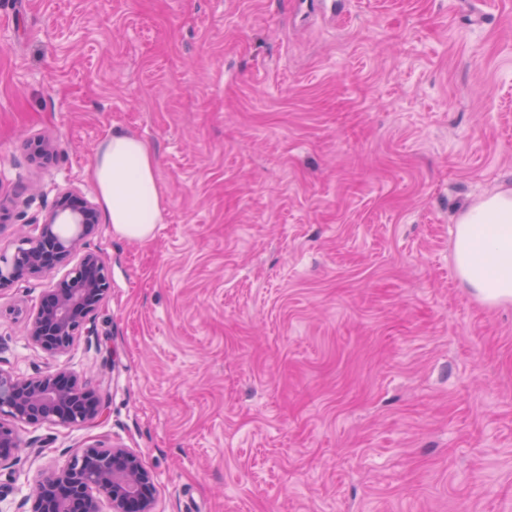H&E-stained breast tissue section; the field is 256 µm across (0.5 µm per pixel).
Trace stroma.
<instances>
[{"label": "stroma", "mask_w": 512, "mask_h": 512, "mask_svg": "<svg viewBox=\"0 0 512 512\" xmlns=\"http://www.w3.org/2000/svg\"><path fill=\"white\" fill-rule=\"evenodd\" d=\"M116 130L163 220L100 214L92 335L52 357L45 280L0 291V368L67 365L108 416L20 427L0 512L93 443L156 512H512V301L453 259L512 189V0H0V249L60 190L97 201ZM91 175L113 233L122 238L148 240L163 215L156 160L150 148L136 136L113 132L99 145Z\"/></svg>", "instance_id": "35a3bbf8"}]
</instances>
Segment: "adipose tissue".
Returning a JSON list of instances; mask_svg holds the SVG:
<instances>
[{
    "label": "adipose tissue",
    "instance_id": "1",
    "mask_svg": "<svg viewBox=\"0 0 512 512\" xmlns=\"http://www.w3.org/2000/svg\"><path fill=\"white\" fill-rule=\"evenodd\" d=\"M91 175L113 232L148 240L163 215L150 148L136 136L113 132L99 145ZM454 258L462 279L483 299L512 300V190L486 197L460 214Z\"/></svg>",
    "mask_w": 512,
    "mask_h": 512
}]
</instances>
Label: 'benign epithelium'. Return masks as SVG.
I'll return each mask as SVG.
<instances>
[{"label": "benign epithelium", "instance_id": "7a95c632", "mask_svg": "<svg viewBox=\"0 0 512 512\" xmlns=\"http://www.w3.org/2000/svg\"><path fill=\"white\" fill-rule=\"evenodd\" d=\"M98 223L96 206L64 189L13 252H0V290L22 277L49 279L28 313L25 336L51 355L68 352L111 288L109 266L87 249ZM77 254L80 262L52 279ZM103 412L100 398L64 367L34 375L0 369V467L20 450L18 427L83 425ZM156 496L153 472L131 449L93 444L46 472L26 500L29 512H155Z\"/></svg>", "mask_w": 512, "mask_h": 512}]
</instances>
